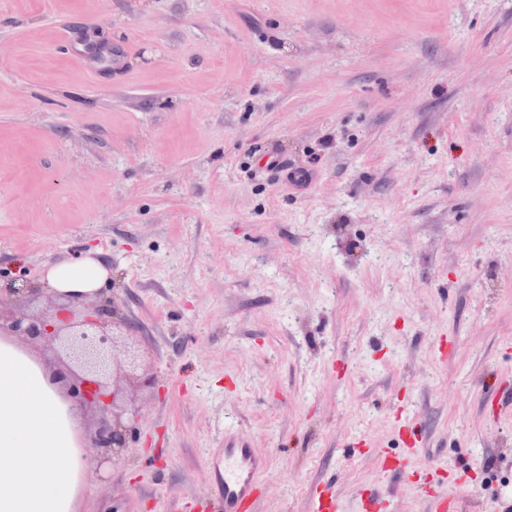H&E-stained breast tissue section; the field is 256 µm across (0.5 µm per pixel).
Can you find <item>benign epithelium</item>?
Listing matches in <instances>:
<instances>
[{
  "mask_svg": "<svg viewBox=\"0 0 512 512\" xmlns=\"http://www.w3.org/2000/svg\"><path fill=\"white\" fill-rule=\"evenodd\" d=\"M138 333L114 303L95 293L46 296L33 281L0 283V338L15 339L43 361L52 384L82 421L79 447L94 449L84 460L98 477L121 459L135 430L137 415L121 382L155 385L143 369Z\"/></svg>",
  "mask_w": 512,
  "mask_h": 512,
  "instance_id": "benign-epithelium-1",
  "label": "benign epithelium"
}]
</instances>
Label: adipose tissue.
Listing matches in <instances>:
<instances>
[{
	"instance_id": "ef3b65f1",
	"label": "adipose tissue",
	"mask_w": 512,
	"mask_h": 512,
	"mask_svg": "<svg viewBox=\"0 0 512 512\" xmlns=\"http://www.w3.org/2000/svg\"><path fill=\"white\" fill-rule=\"evenodd\" d=\"M99 258L47 264L44 281L57 292H95L107 278ZM77 418L43 366L0 339V512H76L84 474Z\"/></svg>"
}]
</instances>
